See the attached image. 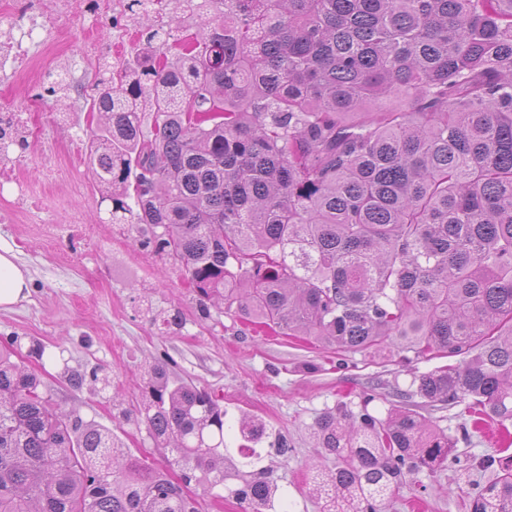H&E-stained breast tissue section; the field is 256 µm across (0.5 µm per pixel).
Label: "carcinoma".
Masks as SVG:
<instances>
[{"label":"carcinoma","mask_w":512,"mask_h":512,"mask_svg":"<svg viewBox=\"0 0 512 512\" xmlns=\"http://www.w3.org/2000/svg\"><path fill=\"white\" fill-rule=\"evenodd\" d=\"M171 4L182 21H159ZM146 50L98 68L88 164L112 223L185 272L199 303L338 351L456 363L415 374L387 420L313 425L319 512H386L412 474L468 463L406 400L512 421V0H125ZM189 20L185 40L177 29ZM125 455L0 351V512H202L224 488V406L153 368ZM259 421L238 454L258 457ZM259 469L231 495L268 512ZM471 512H512V468Z\"/></svg>","instance_id":"obj_1"}]
</instances>
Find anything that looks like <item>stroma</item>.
I'll return each mask as SVG.
<instances>
[{
    "label": "stroma",
    "mask_w": 512,
    "mask_h": 512,
    "mask_svg": "<svg viewBox=\"0 0 512 512\" xmlns=\"http://www.w3.org/2000/svg\"><path fill=\"white\" fill-rule=\"evenodd\" d=\"M70 38L54 42L39 32L31 61L0 77V102L24 107L39 94L41 72L67 65L86 38L81 21H68ZM93 68L73 70L70 88L51 98L43 112L28 115L38 140L27 142L15 165L32 207H18L10 189L0 190V236L12 240L17 259L30 276L27 299L0 308V348L17 344L15 360L36 373L54 404L83 420L112 430L124 453L158 467L167 453L144 425L127 421L146 392L147 372L157 364L213 391L224 402L228 422L244 416L263 420L269 435L257 443L261 467L278 485L275 507L317 512L309 495L311 467L321 457L312 436L316 418L339 404L383 419L396 405L395 390L407 389L413 374L443 365L440 357L405 362L398 352H339L302 338L267 337L255 325L201 308L184 271L142 248L138 229L111 221V201L88 167L86 147L98 115L90 104L97 92ZM70 171L56 180L51 170ZM179 313L182 324L166 328L152 322L145 306ZM45 347L31 352L32 342ZM108 377L106 389L92 383L73 387L72 373ZM371 402H364L366 393ZM434 427L458 440L456 452L470 462L437 474L410 476L389 512H468L469 497L496 477L481 465L485 457L512 465V423L485 418L462 438L469 416L464 406L418 403ZM285 437L288 456L274 449Z\"/></svg>",
    "instance_id": "1"
}]
</instances>
